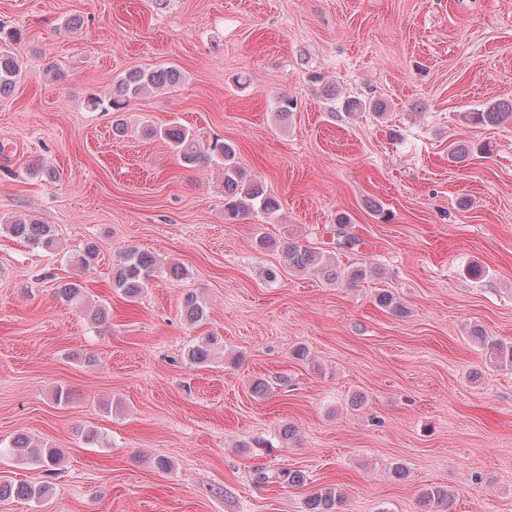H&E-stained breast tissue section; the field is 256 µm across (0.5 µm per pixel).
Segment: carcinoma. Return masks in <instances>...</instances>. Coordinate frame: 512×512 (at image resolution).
<instances>
[{
    "label": "carcinoma",
    "mask_w": 512,
    "mask_h": 512,
    "mask_svg": "<svg viewBox=\"0 0 512 512\" xmlns=\"http://www.w3.org/2000/svg\"><path fill=\"white\" fill-rule=\"evenodd\" d=\"M18 37L16 31H5L0 26V95L8 94L15 85L20 72V65L13 53L4 44ZM181 80V72L173 67H159L157 69L132 70L121 77L103 99L95 100V105L105 106V110L117 114L112 125L113 134L123 136L126 126L118 113L129 104V100L153 89H173ZM345 110L349 112L368 110L377 116L385 112V105L373 101L366 103L359 99L345 102ZM512 120V102L495 103L479 112L469 113V120L476 124L493 125L505 120ZM144 135L160 137L174 148L180 160L187 166L217 165L224 170V217L235 220L255 209H260L267 215H273L279 210V201L268 194L258 182L244 180V173L237 161L235 147L224 141H214L205 149L201 147L195 137L186 129L172 126L164 130L149 127ZM10 235L23 239L31 244L51 247L54 244V234L47 224L28 217H17L5 225ZM284 259L288 266L300 272L310 270L321 273L327 280L336 281L342 277L348 282H357L367 278L365 268L353 269L342 273L336 266L328 263L316 251L300 249L288 242L283 248ZM160 269L158 260L136 249L127 251L112 267V287L120 291L129 301L134 302L143 294L149 281ZM58 295L64 300L80 304L83 299L81 284L69 282L57 288ZM378 304L394 313L403 311V304L395 295L382 290L377 295ZM184 312L191 322L200 320L205 314V307L194 294H189L183 301ZM482 346L489 354V358L502 363L512 362V346H507L497 340L476 333ZM217 340L210 338L205 342L192 347L188 351V358L196 364L208 360L213 346ZM12 450L20 458L49 471L59 465L61 453L56 448H46L34 442L25 434L16 436L11 445ZM276 479L288 485H298L303 482L302 476L295 471L282 470L278 474L269 475L264 471L257 472V480L263 483ZM50 491L46 484H32L29 482H15L8 476H0V501L19 498L30 501L43 500ZM421 502L425 512H448L452 502L451 493L443 487H430L421 494ZM345 504L344 495L332 487L310 496L305 502L307 512H343Z\"/></svg>",
    "instance_id": "obj_1"
}]
</instances>
